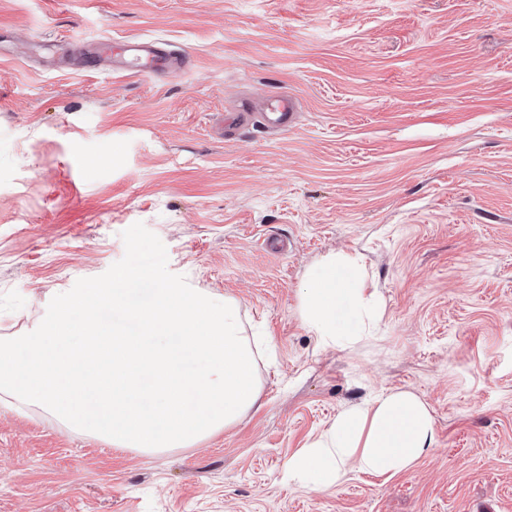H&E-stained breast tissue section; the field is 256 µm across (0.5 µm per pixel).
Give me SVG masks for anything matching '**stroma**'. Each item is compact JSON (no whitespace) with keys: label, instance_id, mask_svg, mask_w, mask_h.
I'll list each match as a JSON object with an SVG mask.
<instances>
[{"label":"stroma","instance_id":"stroma-1","mask_svg":"<svg viewBox=\"0 0 512 512\" xmlns=\"http://www.w3.org/2000/svg\"><path fill=\"white\" fill-rule=\"evenodd\" d=\"M71 33L188 64L43 51ZM276 93L295 128L225 135ZM137 222L172 273L271 336L259 403L155 453L0 403V512H512V0H0V336L121 260ZM340 252L384 305L344 350L298 316L307 272ZM393 389L433 410L426 456L285 481L340 410ZM89 64L96 66L101 62L114 63L121 59L127 70L146 75H161L169 66V61L150 43H100L91 53Z\"/></svg>","mask_w":512,"mask_h":512}]
</instances>
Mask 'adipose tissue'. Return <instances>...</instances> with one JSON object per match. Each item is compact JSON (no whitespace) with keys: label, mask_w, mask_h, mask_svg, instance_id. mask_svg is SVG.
Returning <instances> with one entry per match:
<instances>
[{"label":"adipose tissue","mask_w":512,"mask_h":512,"mask_svg":"<svg viewBox=\"0 0 512 512\" xmlns=\"http://www.w3.org/2000/svg\"><path fill=\"white\" fill-rule=\"evenodd\" d=\"M382 316L376 289L366 287L361 257L329 256L313 266L299 299L302 325L322 346L347 349L366 339ZM436 443V425L426 401L396 389L373 402L340 411L318 435L289 457V483L327 488L350 470L376 476L412 467Z\"/></svg>","instance_id":"ef3b65f1"}]
</instances>
